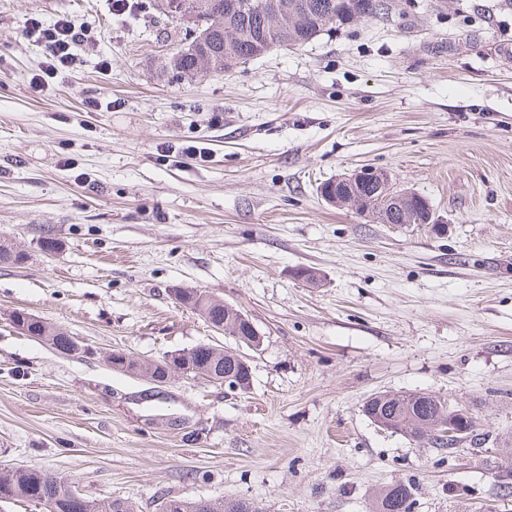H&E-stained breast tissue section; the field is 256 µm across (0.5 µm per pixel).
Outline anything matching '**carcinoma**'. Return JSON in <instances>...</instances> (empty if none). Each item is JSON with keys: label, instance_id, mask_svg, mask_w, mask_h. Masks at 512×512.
<instances>
[{"label": "carcinoma", "instance_id": "obj_1", "mask_svg": "<svg viewBox=\"0 0 512 512\" xmlns=\"http://www.w3.org/2000/svg\"><path fill=\"white\" fill-rule=\"evenodd\" d=\"M239 10L238 21L224 19V0H167V11L183 16L191 14L195 22L201 24L197 37L200 44L189 49L185 46L174 52L165 66L172 74L180 77L194 76L198 73H222L229 62L240 63L258 56L252 51L256 26L268 16V4L271 0H236ZM305 8L288 13V25H275L267 32L266 49L277 46L299 48L313 41L324 32H330L351 21V16L359 14L364 18H374L387 9V0H300ZM422 212L412 204L403 211L387 216L386 224H413ZM25 254L14 249L12 244L0 240V263L22 264ZM178 303L204 318L209 324L224 323V328L234 333L250 335L243 326L236 325L238 309L224 302L216 303L208 294L185 288ZM62 327L47 321L33 320L28 325V336L53 344L54 336ZM212 365L216 376L213 382L224 381V375L231 374L244 379L248 368L242 366L233 350L222 346L215 347ZM363 411L369 418L388 417L396 424L397 431L416 440H425L432 448H439L453 454L435 435V421L448 417L450 412H459L461 408L447 399L432 393L416 395H393L383 399L369 398L363 405ZM463 412V411H461ZM471 419L468 412H463ZM77 492L69 480L52 476L43 470L25 466L0 471V500H25L34 503L51 501L56 512H64L67 499ZM202 512H256V508L242 500H205ZM413 487L410 484H392L379 493L377 512H411Z\"/></svg>", "mask_w": 512, "mask_h": 512}]
</instances>
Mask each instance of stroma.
I'll use <instances>...</instances> for the list:
<instances>
[{"instance_id":"35a3bbf8","label":"stroma","mask_w":512,"mask_h":512,"mask_svg":"<svg viewBox=\"0 0 512 512\" xmlns=\"http://www.w3.org/2000/svg\"><path fill=\"white\" fill-rule=\"evenodd\" d=\"M156 3L0 0V239L26 255L0 263V469L136 512L169 496L372 512L395 483L412 512H512L494 478L512 468V0H388L185 78L164 65L186 24ZM61 17L97 42L35 89L44 50L25 31ZM189 144L202 159L180 155ZM364 164L428 199L446 233L321 199ZM177 288L252 320L248 390L158 386L106 361L233 346ZM18 310L78 351L16 332ZM419 391L470 412L486 452L447 455L363 412Z\"/></svg>"}]
</instances>
